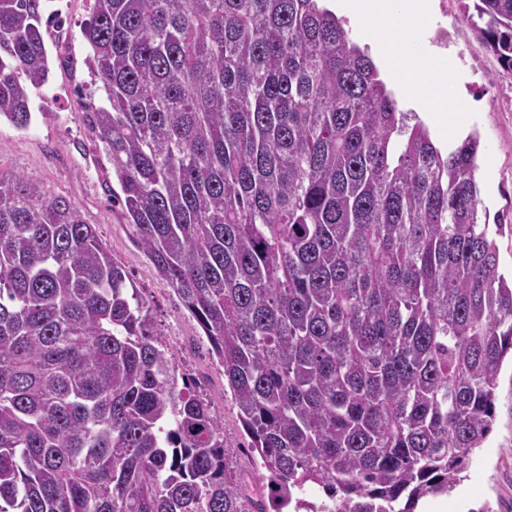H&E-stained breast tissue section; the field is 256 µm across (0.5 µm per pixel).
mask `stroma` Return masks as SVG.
Returning <instances> with one entry per match:
<instances>
[{
  "label": "stroma",
  "instance_id": "stroma-1",
  "mask_svg": "<svg viewBox=\"0 0 512 512\" xmlns=\"http://www.w3.org/2000/svg\"><path fill=\"white\" fill-rule=\"evenodd\" d=\"M447 10L432 8L430 27L449 25L459 39L448 53L453 71L440 83L449 106H470V128L480 137L476 178L488 215H501L496 235L499 269L512 273V74L505 72L463 20L458 0ZM63 20L64 38L47 44L49 78L30 93L31 123L16 128L0 119V170L24 173L67 197L93 224L103 245L130 274L147 301L154 331L175 351L180 368L197 377L198 393L224 422V444L238 460L249 439L238 420L231 394L224 391L220 365L209 357L207 343L197 341L199 327L173 290L161 280L133 241L125 217L112 205L117 182L112 166L91 140L85 112L91 103L87 50L81 28L90 18L87 0H53ZM496 420L481 448L471 456L464 479L450 494L422 499L416 512H512V365L503 364L496 388Z\"/></svg>",
  "mask_w": 512,
  "mask_h": 512
}]
</instances>
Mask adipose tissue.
Segmentation results:
<instances>
[{
    "label": "adipose tissue",
    "mask_w": 512,
    "mask_h": 512,
    "mask_svg": "<svg viewBox=\"0 0 512 512\" xmlns=\"http://www.w3.org/2000/svg\"><path fill=\"white\" fill-rule=\"evenodd\" d=\"M332 10L345 14L360 28L372 47L373 56L385 76L415 110L428 113L431 121L460 129L467 122L464 108L449 110L447 98L429 94L421 73H444L448 60L431 56L415 62L409 52L410 31L429 21L427 0H408L404 24H397L390 0H330Z\"/></svg>",
    "instance_id": "ef3b65f1"
}]
</instances>
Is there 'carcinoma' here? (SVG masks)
Here are the masks:
<instances>
[{
    "instance_id": "carcinoma-1",
    "label": "carcinoma",
    "mask_w": 512,
    "mask_h": 512,
    "mask_svg": "<svg viewBox=\"0 0 512 512\" xmlns=\"http://www.w3.org/2000/svg\"><path fill=\"white\" fill-rule=\"evenodd\" d=\"M86 113L135 241L197 322L268 480L93 225L0 171V512H414L495 421L512 281L476 179L321 0H89ZM47 0H0V118L48 81ZM512 74V0L464 4Z\"/></svg>"
}]
</instances>
